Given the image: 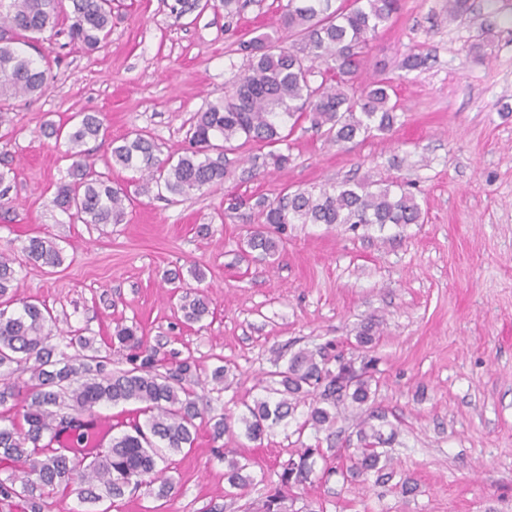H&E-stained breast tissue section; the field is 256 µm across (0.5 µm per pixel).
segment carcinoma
I'll return each mask as SVG.
<instances>
[{
  "mask_svg": "<svg viewBox=\"0 0 512 512\" xmlns=\"http://www.w3.org/2000/svg\"><path fill=\"white\" fill-rule=\"evenodd\" d=\"M66 33L69 40L95 50L112 30V0H71ZM61 0H0V111L18 97L41 94L52 79L45 57L29 51L46 36L58 34ZM401 8L400 0H352L347 8H332V0H288L277 27L240 43L248 58L247 71L233 91L209 103L194 116L190 149L177 160H163L155 143L142 134L112 147V162L140 173L143 194L166 192L188 197L224 182L229 174L227 154L239 143H261L271 148L253 157L254 165L282 168L291 160L280 145L288 140L287 122L306 116L316 128H327L337 142L357 136L386 133L398 116L391 102L392 86L379 79L363 87L355 85L362 50ZM300 36L303 47L287 46L279 32ZM320 80H315V77ZM102 121L80 113L67 133L72 159V180L59 185L53 204L84 224H121L125 220L126 189L96 176L86 144L99 137ZM252 208L263 228L249 234L246 246L264 257L275 256L290 224H419L421 209L413 195L395 192L391 185L345 182L319 190H296L277 199L260 197ZM22 253L49 267L63 262V249L39 237L29 238ZM16 280L14 259L0 254V460L21 464L27 476L0 479V499L17 498L27 512H45L48 500L62 492L75 493L83 503L105 498L117 502L139 487L159 484L155 496L165 498L173 487L167 475L163 450L178 452L194 443L196 420L202 413L197 403L191 363L183 359L165 368L159 358L162 342L148 344L138 329L118 325L114 338L132 351V367L108 369L109 360L92 355L85 336H68L58 330L46 308L23 303L10 309L8 296ZM181 309L188 323L209 314L203 293L184 297ZM74 350L70 355L67 350ZM29 365L35 383L21 387L10 382L13 365ZM350 363L333 359L320 350H301L282 370L268 373L264 395L246 406L238 421L245 436L256 441L293 415L299 404L308 410L296 432L311 427L330 430L336 423V407L348 402L357 417L356 446L345 450L346 464L327 471L346 482L363 478L375 483L391 481L379 446L387 442L385 413L373 407L371 363L358 374ZM134 402L138 418L128 429L112 437L109 447L85 459L54 448L60 436L83 427L70 412H90L102 404L118 406ZM145 420H139V416ZM318 449L300 448L280 463L279 484L266 497L264 512H284L285 501L297 498L293 489L307 483L315 472ZM248 459L229 462L225 479L243 489L254 482L245 474Z\"/></svg>",
  "mask_w": 512,
  "mask_h": 512,
  "instance_id": "1",
  "label": "carcinoma"
}]
</instances>
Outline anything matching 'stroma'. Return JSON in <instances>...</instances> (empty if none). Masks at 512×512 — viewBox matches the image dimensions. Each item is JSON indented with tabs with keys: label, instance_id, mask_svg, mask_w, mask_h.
<instances>
[{
	"label": "stroma",
	"instance_id": "obj_1",
	"mask_svg": "<svg viewBox=\"0 0 512 512\" xmlns=\"http://www.w3.org/2000/svg\"><path fill=\"white\" fill-rule=\"evenodd\" d=\"M173 2L119 0L111 35L92 52L64 36L42 42L50 87L0 112L12 207L10 222H0V253L18 255V297L47 305L64 333L94 337L113 368L128 366L112 338L120 323L150 342L168 337L166 361L190 359L204 382L228 369L222 390H197L207 416L193 446L166 457L170 495L140 489L103 500L97 512H204L211 503L260 512L292 450L317 448L318 468L335 465L353 430L349 414L329 433L279 426L255 442L238 426L214 438L208 422L241 416L266 372L304 348L374 358L376 404L395 426L390 454L417 490L332 476L300 488V502L325 512H512V0H467L455 22L446 0H401L357 74L361 83L391 79V132L336 144L304 118L288 138L286 168L253 170L250 157L265 148L249 143L229 154L221 187L187 198L136 195L123 223L77 222L52 203L70 161L66 139L43 136L45 124L67 128L74 113L98 114L103 130L88 143L94 168L133 187L138 174L113 165L112 142L141 133L161 158L181 155L194 114L245 73L240 40L272 32L287 0H246L233 23L210 7L176 16ZM412 55L422 65L403 68ZM346 180L401 185L423 223L292 224L276 256L242 253L257 218L229 209L230 197ZM31 237L63 247V264L20 255ZM200 290L210 313L184 324L178 298ZM369 322L376 340L364 349L356 336ZM240 456L259 482L236 495L224 470Z\"/></svg>",
	"mask_w": 512,
	"mask_h": 512
}]
</instances>
